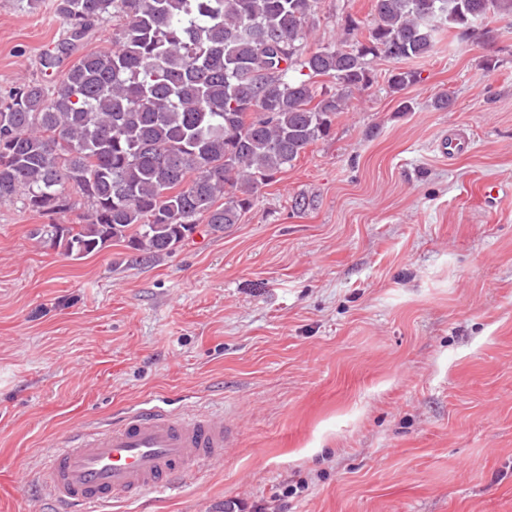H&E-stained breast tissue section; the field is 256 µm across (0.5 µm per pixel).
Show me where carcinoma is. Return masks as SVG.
I'll return each mask as SVG.
<instances>
[{
	"label": "carcinoma",
	"mask_w": 512,
	"mask_h": 512,
	"mask_svg": "<svg viewBox=\"0 0 512 512\" xmlns=\"http://www.w3.org/2000/svg\"><path fill=\"white\" fill-rule=\"evenodd\" d=\"M373 2L365 40L307 52L318 0H57L74 38L112 21V48L0 100V203L48 217V242L76 259L112 241L160 258L202 222L239 223L370 85L372 59L512 19V0ZM76 209L80 223L56 221Z\"/></svg>",
	"instance_id": "cac0c4a2"
}]
</instances>
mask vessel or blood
I'll return each mask as SVG.
<instances>
[{"label": "vessel or blood", "instance_id": "obj_1", "mask_svg": "<svg viewBox=\"0 0 512 512\" xmlns=\"http://www.w3.org/2000/svg\"><path fill=\"white\" fill-rule=\"evenodd\" d=\"M232 436L223 415L145 402L67 436L48 456L41 486L59 512H106L118 501L186 487L196 469L223 461Z\"/></svg>", "mask_w": 512, "mask_h": 512}]
</instances>
